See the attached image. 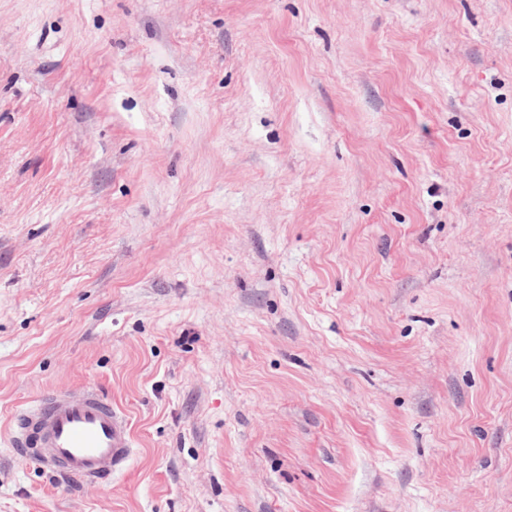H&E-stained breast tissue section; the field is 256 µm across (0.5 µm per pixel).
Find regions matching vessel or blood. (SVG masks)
I'll return each mask as SVG.
<instances>
[{
    "label": "vessel or blood",
    "mask_w": 512,
    "mask_h": 512,
    "mask_svg": "<svg viewBox=\"0 0 512 512\" xmlns=\"http://www.w3.org/2000/svg\"><path fill=\"white\" fill-rule=\"evenodd\" d=\"M14 446L52 475L88 482L120 472L133 439L111 401L88 387L42 394L17 418Z\"/></svg>",
    "instance_id": "1"
}]
</instances>
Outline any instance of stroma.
Masks as SVG:
<instances>
[{
  "mask_svg": "<svg viewBox=\"0 0 512 512\" xmlns=\"http://www.w3.org/2000/svg\"><path fill=\"white\" fill-rule=\"evenodd\" d=\"M0 512H512V0H0ZM13 439L50 474L79 482L111 479L133 452L125 419L93 387L42 394L17 418Z\"/></svg>",
  "mask_w": 512,
  "mask_h": 512,
  "instance_id": "obj_1",
  "label": "stroma"
}]
</instances>
